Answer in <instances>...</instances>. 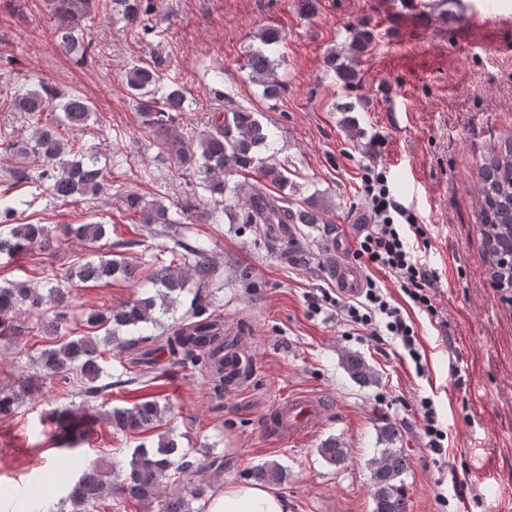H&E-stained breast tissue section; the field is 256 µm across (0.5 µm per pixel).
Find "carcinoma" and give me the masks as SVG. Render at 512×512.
<instances>
[{
  "label": "carcinoma",
  "mask_w": 512,
  "mask_h": 512,
  "mask_svg": "<svg viewBox=\"0 0 512 512\" xmlns=\"http://www.w3.org/2000/svg\"><path fill=\"white\" fill-rule=\"evenodd\" d=\"M111 14L119 16L134 32L143 36L157 28L154 0H106ZM99 8V0H51V30L55 48L62 54L82 62L92 57L93 41L86 38V20ZM261 47L248 55L247 67L254 82L262 85L265 96L275 98L281 83L275 75L269 51L281 42L279 30L266 27L258 34ZM374 35L366 25L351 28L348 52L357 60L367 53ZM327 66L337 71L344 84L354 83L357 72L350 66H336V53L327 58ZM169 68L166 57L157 53L150 60L133 64L126 72V83L135 103L140 127L154 135L165 147L175 164L185 171L200 175L196 187L213 200L211 208H201L197 192L186 197L183 211H194L207 224H218L227 206L226 194L238 200L241 223L254 225L255 230L268 238L273 226L281 224H320L321 212L292 207L288 198L274 195L267 185L284 188L288 177L276 165L260 158L269 146V133L255 116L245 109L219 112L210 129L194 139L175 129L176 113L184 111L185 96L175 80H166ZM11 110L20 113L35 128L31 141L22 143L5 140L0 150L22 159L33 156L39 164L33 171L22 167H7L6 176L14 184L23 183L39 193H47L61 202H80L101 198L108 189V173L98 166L97 157L84 145L69 142L59 136L56 128L44 122L48 112H60L56 118L61 126L85 124L91 102L83 95L58 93L43 80L35 88H19L13 93ZM259 169L260 178L245 190L229 187L225 178L232 169ZM477 228L489 266V277L497 288L512 292V147L488 158L477 168ZM26 201L1 200L0 226L8 233L0 234V256L11 257L38 249L48 252L62 237L76 238L98 251L81 257L64 274L48 278L44 286L28 281L0 283V339L19 341L29 335V321L47 330H58L59 324L71 315L69 290L66 284L73 279L81 282H103L116 275L135 276L139 265L128 260L126 249L134 242L112 240L106 225L96 221L86 224H64L54 230L43 224L21 222L20 207ZM126 210L139 215V222L152 227V235L168 242L160 253L152 255L156 269L147 277L154 291L113 308L109 314L90 313L86 317L88 331L64 339L42 350L33 371L18 377V386L0 388V423L17 413L21 402L41 391L51 380L66 384L86 401H96L112 391L119 383L126 385L136 378H157L163 374L157 361L144 362L145 368L137 377H112L104 359L105 347L116 341L124 328L140 329L158 323V315L173 308L178 295L185 290L190 277L196 279V294L189 310L171 331L158 340V349L168 353L172 363L198 369L211 375L213 392L219 396L231 380L224 376V361L217 354L235 345L224 342V327L210 312V301L202 295L214 277L216 267L205 243L189 244L169 235L181 219L169 215L158 203L142 204L136 194L125 198ZM344 368L352 379L362 384L377 381L374 370L358 354L344 357ZM169 411V404L144 400L127 407L98 410L79 415L68 408L55 407L46 412L47 421L56 426V435L65 439L64 446L73 451L84 435L83 422L105 424L114 433L142 434L156 427ZM396 429L385 424L379 430V440L385 444L379 457L370 467L373 512H407V501L401 476L409 467V458L400 448L392 447ZM318 454L328 463L339 465L348 457V449L340 440H324ZM196 461L168 438H159L154 446L141 444L130 454L123 467L124 477L108 479L99 470L83 471L68 501L71 512H93L102 500H133L146 507L158 503L159 512H203L205 505L192 507L202 501L207 486L198 484L188 491L163 489V480L176 474L195 473ZM254 477L265 483H279L283 469L276 462H267L254 471Z\"/></svg>",
  "instance_id": "carcinoma-1"
}]
</instances>
